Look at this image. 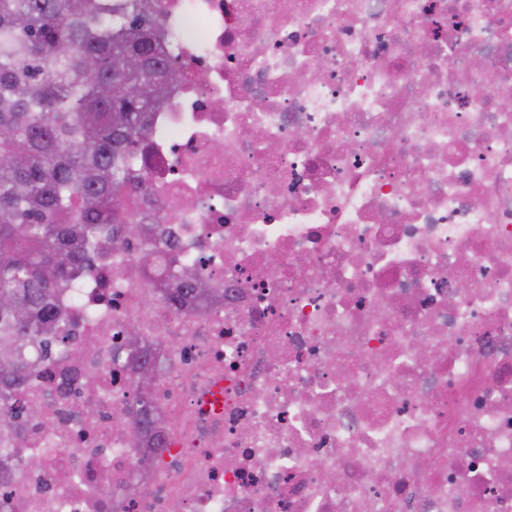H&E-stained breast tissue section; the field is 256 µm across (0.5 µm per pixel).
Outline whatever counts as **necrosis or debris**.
<instances>
[{
  "instance_id": "necrosis-or-debris-1",
  "label": "necrosis or debris",
  "mask_w": 512,
  "mask_h": 512,
  "mask_svg": "<svg viewBox=\"0 0 512 512\" xmlns=\"http://www.w3.org/2000/svg\"><path fill=\"white\" fill-rule=\"evenodd\" d=\"M149 2L147 235L0 395V512H512V0ZM8 414L12 418V423L9 427L0 428L1 445H0V466L1 478H7L10 475V462L12 456L18 452L15 448H22L21 442H16L12 434V429L15 427L16 416L8 411H0V414Z\"/></svg>"
}]
</instances>
